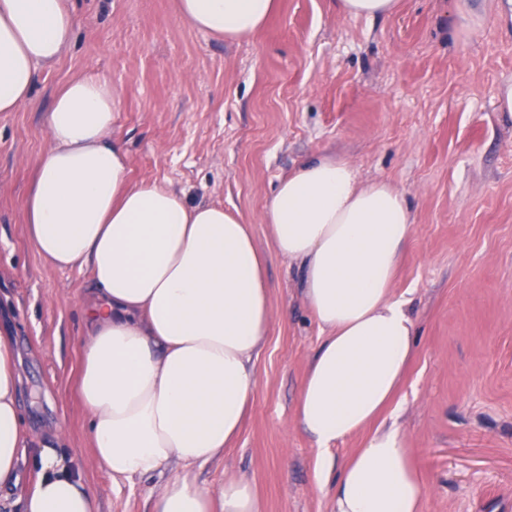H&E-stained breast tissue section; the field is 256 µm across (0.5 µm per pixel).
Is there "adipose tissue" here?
Listing matches in <instances>:
<instances>
[{
	"mask_svg": "<svg viewBox=\"0 0 512 512\" xmlns=\"http://www.w3.org/2000/svg\"><path fill=\"white\" fill-rule=\"evenodd\" d=\"M276 0H176L187 26L240 42ZM68 0H0V112L32 102L39 66L64 52ZM119 95L103 76L67 81L47 114L26 224L47 264L87 267L81 395L93 457L113 480L182 468L154 512H265L253 487H199L189 467L230 448L257 386L254 359L270 330L267 256L250 224L221 205L190 204L153 181L131 182L114 136ZM274 253L303 271V296L324 338L301 380L297 421L317 450L319 486L336 512H420L425 485L399 423L374 428L415 353V322L392 281L414 216L397 187L361 182L346 161L320 157L281 179L263 212ZM13 339L0 335V506L93 512L90 489L53 448L29 493L15 495L34 439L20 404ZM363 436L337 465L339 442Z\"/></svg>",
	"mask_w": 512,
	"mask_h": 512,
	"instance_id": "ef3b65f1",
	"label": "adipose tissue"
}]
</instances>
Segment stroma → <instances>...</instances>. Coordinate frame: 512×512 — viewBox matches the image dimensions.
Masks as SVG:
<instances>
[{
  "mask_svg": "<svg viewBox=\"0 0 512 512\" xmlns=\"http://www.w3.org/2000/svg\"><path fill=\"white\" fill-rule=\"evenodd\" d=\"M66 53L40 69L35 106L0 112V332L23 356L29 432H61L96 512H153L170 471L113 482L94 461L79 393L87 268L46 265L28 238L31 172L49 149L56 89L95 72L118 90L114 133L132 180L166 184L251 224L279 180L333 155L400 189L414 215L393 283L416 351L396 396L425 485L422 512H512V21L497 0H402L378 19L336 0H278L249 40L180 22L174 0H72ZM272 322L249 417L233 448L195 465L217 490L250 483L265 512H332L318 451L299 426L300 380L322 334L287 260L267 267Z\"/></svg>",
  "mask_w": 512,
  "mask_h": 512,
  "instance_id": "1",
  "label": "stroma"
}]
</instances>
